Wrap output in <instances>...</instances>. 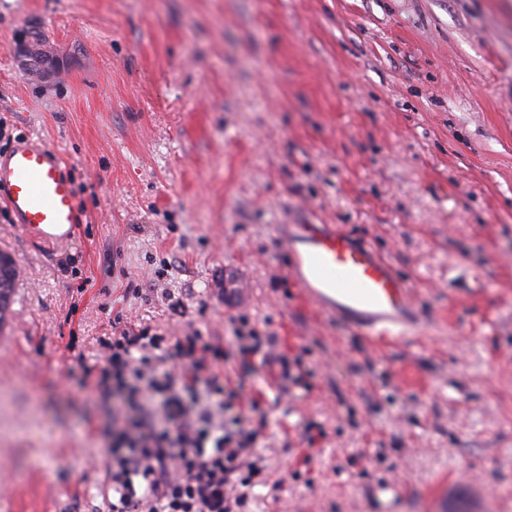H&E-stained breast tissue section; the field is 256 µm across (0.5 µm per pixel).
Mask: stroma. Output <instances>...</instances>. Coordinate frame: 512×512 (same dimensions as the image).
I'll list each match as a JSON object with an SVG mask.
<instances>
[{
  "label": "stroma",
  "mask_w": 512,
  "mask_h": 512,
  "mask_svg": "<svg viewBox=\"0 0 512 512\" xmlns=\"http://www.w3.org/2000/svg\"><path fill=\"white\" fill-rule=\"evenodd\" d=\"M0 124L81 215L52 249L0 203V512H112L110 401L65 375L142 327L257 398L242 512H512V0H0ZM304 221L391 262L423 338L311 306L274 237ZM44 46V42H35L34 37L31 38V41L21 44L19 52L23 57V64L30 73H34L36 69L44 68L52 61ZM5 253L10 256L14 265L7 267L0 263V327L5 323L7 316L12 313V305L18 284L15 260L10 253Z\"/></svg>",
  "instance_id": "obj_1"
}]
</instances>
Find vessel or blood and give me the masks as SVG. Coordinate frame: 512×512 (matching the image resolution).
<instances>
[{"instance_id": "vessel-or-blood-1", "label": "vessel or blood", "mask_w": 512, "mask_h": 512, "mask_svg": "<svg viewBox=\"0 0 512 512\" xmlns=\"http://www.w3.org/2000/svg\"><path fill=\"white\" fill-rule=\"evenodd\" d=\"M0 202L16 228L41 245L68 246L77 197L58 153L26 137L0 152ZM286 276L321 312L365 338H409L417 323L410 284L368 242L332 224H280Z\"/></svg>"}]
</instances>
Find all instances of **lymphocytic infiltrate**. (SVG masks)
<instances>
[{"mask_svg":"<svg viewBox=\"0 0 512 512\" xmlns=\"http://www.w3.org/2000/svg\"><path fill=\"white\" fill-rule=\"evenodd\" d=\"M164 339L147 330L113 339L100 372L117 399V445L107 448L112 512H240L241 486L262 472L249 458L253 433L241 430L224 377L207 364L216 350L201 337ZM171 359L160 369L157 350Z\"/></svg>","mask_w":512,"mask_h":512,"instance_id":"f902f5d3","label":"lymphocytic infiltrate"}]
</instances>
